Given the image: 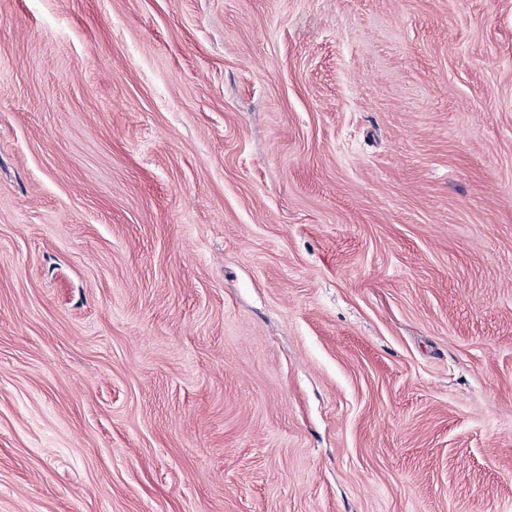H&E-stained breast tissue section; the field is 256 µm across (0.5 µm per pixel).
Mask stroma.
<instances>
[{
  "label": "stroma",
  "mask_w": 512,
  "mask_h": 512,
  "mask_svg": "<svg viewBox=\"0 0 512 512\" xmlns=\"http://www.w3.org/2000/svg\"><path fill=\"white\" fill-rule=\"evenodd\" d=\"M0 512H512V0H0Z\"/></svg>",
  "instance_id": "stroma-1"
}]
</instances>
